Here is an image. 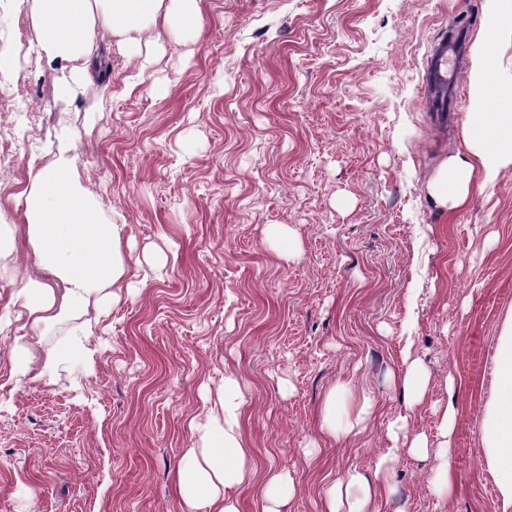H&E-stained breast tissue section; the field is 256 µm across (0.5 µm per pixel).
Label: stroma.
<instances>
[{"mask_svg":"<svg viewBox=\"0 0 512 512\" xmlns=\"http://www.w3.org/2000/svg\"><path fill=\"white\" fill-rule=\"evenodd\" d=\"M36 10L0 0V42L37 45ZM200 11L196 44L143 30L155 55L143 75L120 37H104L108 81L71 100L56 96L45 54L0 72L16 156L0 165V315H17L10 299L37 270L22 226L28 172L62 150L120 225L138 286L38 328L41 348L61 353L52 377H11L17 328L0 332V512H179L189 423L229 372L259 470L288 472V512H319L328 477L372 468L389 446L408 325L431 373L413 425L436 438L438 412L457 408L453 493L439 496L435 458L403 454L374 506L494 512L479 433L512 314V167L455 212L435 204L427 181L463 150L474 106L463 97L442 119L423 74L430 48L463 27L469 48L493 43L489 67L512 86V34L488 36L485 0H200ZM280 224L285 259L266 241ZM350 380L374 411L360 433L322 438L324 398Z\"/></svg>","mask_w":512,"mask_h":512,"instance_id":"obj_1","label":"stroma"}]
</instances>
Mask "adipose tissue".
Masks as SVG:
<instances>
[{
    "label": "adipose tissue",
    "instance_id": "ef3b65f1",
    "mask_svg": "<svg viewBox=\"0 0 512 512\" xmlns=\"http://www.w3.org/2000/svg\"><path fill=\"white\" fill-rule=\"evenodd\" d=\"M163 21L185 43L201 33L199 0H38L33 22L39 47L59 65L55 90L59 98H74L99 46L98 32L122 37L132 57H141L139 35L150 23ZM474 102L495 97L496 112H473L464 130L466 155L440 162L427 184L431 199L453 211L469 196L475 176L495 181L512 166V86L491 87L487 57L476 49L469 75ZM26 234L40 271L28 276L17 299L33 326L71 319L80 310L114 299L127 274L121 250L120 225L107 224L95 195L83 185L74 158L59 153L54 166L31 174L26 193ZM35 339L17 336L12 357L14 374L51 375L58 351L34 353ZM498 391L485 408L480 440L488 470L497 481L495 512H512V315L503 324L497 343ZM393 380L401 390L407 412L397 418L390 446L372 470L352 468L334 478L321 501V512H373L375 498L385 488L387 473L399 454L417 459L436 455L435 478L444 493H452L450 463L455 454L453 432L456 406L448 404L437 425L440 442L431 446L425 432L411 425L410 412L420 406L430 373L411 352H404ZM244 397L235 374L207 412L204 425L193 428L195 443L186 450L176 471V496L181 512H239V492L260 482V512H287L295 486L279 471L258 474L242 431ZM369 396H358L347 382L332 388L321 408L319 432L326 437L350 433L366 419Z\"/></svg>",
    "mask_w": 512,
    "mask_h": 512
}]
</instances>
